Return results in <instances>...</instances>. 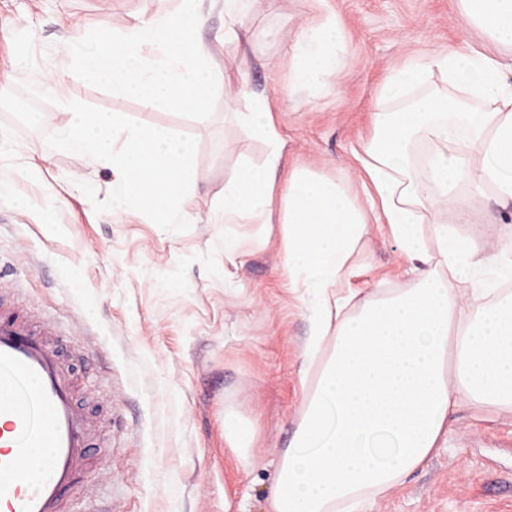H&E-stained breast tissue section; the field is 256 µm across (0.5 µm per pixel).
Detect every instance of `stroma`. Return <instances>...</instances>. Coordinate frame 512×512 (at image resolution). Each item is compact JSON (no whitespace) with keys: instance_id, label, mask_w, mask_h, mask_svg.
<instances>
[{"instance_id":"1","label":"stroma","mask_w":512,"mask_h":512,"mask_svg":"<svg viewBox=\"0 0 512 512\" xmlns=\"http://www.w3.org/2000/svg\"><path fill=\"white\" fill-rule=\"evenodd\" d=\"M162 3L176 0H0V76L12 89L25 80L43 87L48 71L67 69L72 25L91 35L106 21L127 28ZM201 7L213 66L230 74L248 57L251 87L274 109L283 179L308 167L359 186L353 150L370 133L374 95L389 74L416 55L480 45L463 28L458 0H258L244 47L224 40V0ZM325 12L341 26V69L329 84L290 89V47ZM67 71L68 97L197 142L190 227L174 232L133 210L95 213L79 185L107 198L112 171L47 145L68 120L61 106L42 105L36 130L0 111L10 143L0 180L13 190L0 202V281L18 305L55 324L77 397L101 426L68 510L268 512L310 384L302 372L309 322L288 284L280 225L228 224L219 205L238 165L261 163L268 145L234 118L245 98H217L205 117L152 110L111 82ZM475 207L483 223L461 232L499 240L512 209L490 198ZM228 235L243 244L237 256L224 253ZM354 264L351 286L362 292L414 285L388 234L368 235ZM228 412L253 423L249 466L224 441ZM368 512H512V412L461 407L427 465Z\"/></svg>"}]
</instances>
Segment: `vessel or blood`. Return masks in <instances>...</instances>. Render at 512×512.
<instances>
[{
	"instance_id": "1",
	"label": "vessel or blood",
	"mask_w": 512,
	"mask_h": 512,
	"mask_svg": "<svg viewBox=\"0 0 512 512\" xmlns=\"http://www.w3.org/2000/svg\"><path fill=\"white\" fill-rule=\"evenodd\" d=\"M53 333L0 308V512H65L89 460L94 423Z\"/></svg>"
}]
</instances>
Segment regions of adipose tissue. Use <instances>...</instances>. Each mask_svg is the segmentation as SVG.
I'll use <instances>...</instances> for the list:
<instances>
[{
	"label": "adipose tissue",
	"mask_w": 512,
	"mask_h": 512,
	"mask_svg": "<svg viewBox=\"0 0 512 512\" xmlns=\"http://www.w3.org/2000/svg\"><path fill=\"white\" fill-rule=\"evenodd\" d=\"M201 0H179L118 31L73 27L66 53L82 73L146 107L206 115L214 98L247 94L248 66L213 67L195 37ZM469 31L498 49L411 57L375 95L371 132L355 151L362 192L308 168L278 186L281 136L266 96L237 115L266 141L261 165L224 183L228 224L278 218L284 265L308 307L306 368L315 372L297 429L273 478L270 512H366L418 470L464 404L512 411V225L494 245L461 236L473 200L512 201V0H460ZM342 40L335 16L292 47L294 86L329 83ZM248 95V94H247ZM433 227L435 249L421 224ZM401 248L413 288L358 295L352 257L372 225Z\"/></svg>",
	"instance_id": "obj_1"
}]
</instances>
